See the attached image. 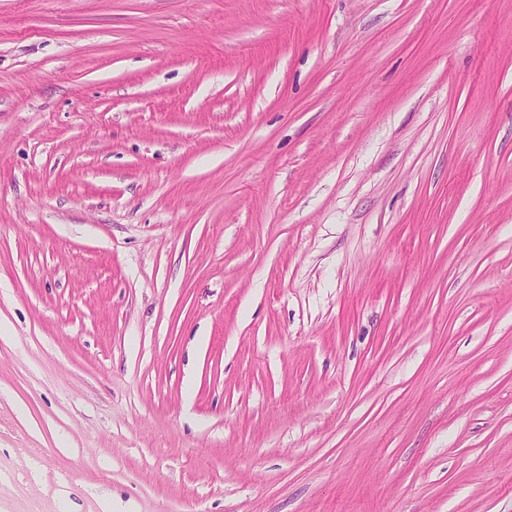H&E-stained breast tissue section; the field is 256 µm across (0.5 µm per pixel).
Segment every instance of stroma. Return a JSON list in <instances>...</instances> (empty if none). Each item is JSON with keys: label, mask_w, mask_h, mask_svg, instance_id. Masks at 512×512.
<instances>
[{"label": "stroma", "mask_w": 512, "mask_h": 512, "mask_svg": "<svg viewBox=\"0 0 512 512\" xmlns=\"http://www.w3.org/2000/svg\"><path fill=\"white\" fill-rule=\"evenodd\" d=\"M0 512H512V0H0Z\"/></svg>", "instance_id": "stroma-1"}]
</instances>
